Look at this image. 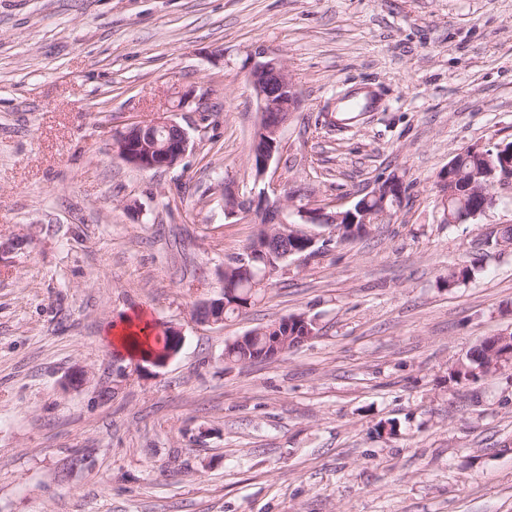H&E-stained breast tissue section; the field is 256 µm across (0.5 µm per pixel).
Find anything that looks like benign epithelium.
<instances>
[{"label":"benign epithelium","mask_w":512,"mask_h":512,"mask_svg":"<svg viewBox=\"0 0 512 512\" xmlns=\"http://www.w3.org/2000/svg\"><path fill=\"white\" fill-rule=\"evenodd\" d=\"M247 84L258 105L259 125L250 149L249 162L254 171L255 182L265 186L259 193L246 200L239 199L230 188H224V216L227 219L241 217L260 225V232L248 244L245 253L255 251L278 257L277 244L288 239L304 245L308 250L322 241L343 235L346 224H370V214L357 205L349 208H331L311 198L306 200L284 183L267 181L272 165L287 152L283 130L294 112L300 108V98L296 84L288 73L281 57L268 49L258 48L251 55L247 72ZM113 151L126 163L139 169H171L181 162L190 148L187 131L170 115L157 117L150 123H131L117 130L113 136ZM503 165L499 179L487 185L486 198L497 199L499 186L512 183V146L508 154H503L504 146L496 145ZM406 183L400 178H382L367 190L369 196L395 191L403 193ZM331 223L329 233H308L295 227V224L323 226ZM302 249V250H304ZM293 249L290 254L302 253ZM225 298L204 302L195 311V318L202 324L224 322ZM286 335L276 336L270 342L268 357L276 358L289 344L299 346L316 335L315 321L305 315L285 318L281 321ZM184 336L180 329L169 330L170 348L166 356L151 363L160 366L175 356L181 349Z\"/></svg>","instance_id":"obj_1"}]
</instances>
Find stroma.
<instances>
[{"label":"stroma","instance_id":"1","mask_svg":"<svg viewBox=\"0 0 512 512\" xmlns=\"http://www.w3.org/2000/svg\"><path fill=\"white\" fill-rule=\"evenodd\" d=\"M258 47L300 92L281 181L345 208L381 174L411 188L393 223L203 325L257 231L220 184L256 190ZM350 89L379 106L339 128ZM169 110L177 166L113 152ZM509 142L512 0H0V239H28L0 262V512H512V366L448 379L512 329V185L460 224L435 188L462 148ZM458 264L474 277L443 287ZM133 312L181 328L165 365L108 345ZM300 313L318 333L287 357L225 363ZM481 341L486 342L488 345H494L492 354L494 355L495 359L490 365V369L494 370L495 367H499V362H497V356L495 352L498 346L503 342L510 341L512 343V331L500 332L494 336H487ZM481 341L478 345L467 352L465 357L459 360L458 363L451 369L448 375V379L450 381L456 384H461L464 382H469L471 378H476V376L480 373H484L482 370L486 366L487 360L489 359V349L484 347ZM477 370H479V372L475 373Z\"/></svg>","mask_w":512,"mask_h":512}]
</instances>
